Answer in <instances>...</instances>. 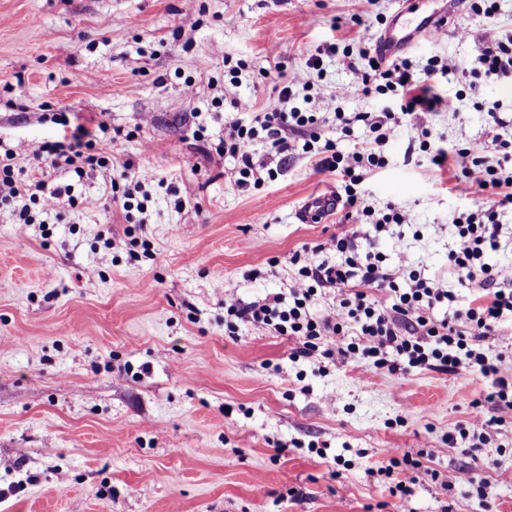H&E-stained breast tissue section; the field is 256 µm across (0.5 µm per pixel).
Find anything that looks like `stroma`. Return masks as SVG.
I'll list each match as a JSON object with an SVG mask.
<instances>
[{"label": "stroma", "instance_id": "1", "mask_svg": "<svg viewBox=\"0 0 512 512\" xmlns=\"http://www.w3.org/2000/svg\"><path fill=\"white\" fill-rule=\"evenodd\" d=\"M443 0H0V146L34 149L58 139L65 113L116 131L111 150L154 180L144 221L127 222L100 174L75 183L73 204L21 224L0 207V512H391L390 478L369 476L389 455L411 454L423 479L410 512H512V423L487 428L470 449L458 428L490 419L492 381L457 371H391L327 359H290L295 343L271 327L224 323V298L242 305L288 297L295 253L338 233L344 211L303 224L301 202L341 177L318 174L303 150L287 158L265 141L253 161L276 175L238 189V160L215 146L246 122L283 73L290 106L308 111L306 84L324 96L322 139L344 153L372 147L359 112L398 111L395 97L355 90L367 59L347 69L338 46L373 47L381 23L407 20ZM482 21L463 7L443 39L404 53L414 69L455 63L434 91L453 110L427 114L430 150L397 129L384 167L362 188L376 212L404 223L359 226V252L406 280L400 257L447 285L458 305L481 289L448 270L457 217L486 200L456 195L434 150L478 148L512 169V78L478 74L479 50L463 32L483 24L488 42L512 32V0ZM199 27L178 32L182 13ZM321 68H308L312 55ZM481 86L472 95L471 82ZM346 88L337 98V88ZM249 103L251 112L233 109ZM351 120L341 128L336 112ZM191 203L174 206L170 186ZM150 257L129 260L132 238ZM489 484L480 500L465 479Z\"/></svg>", "mask_w": 512, "mask_h": 512}]
</instances>
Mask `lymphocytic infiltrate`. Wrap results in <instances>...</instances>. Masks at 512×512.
I'll return each instance as SVG.
<instances>
[{
  "label": "lymphocytic infiltrate",
  "mask_w": 512,
  "mask_h": 512,
  "mask_svg": "<svg viewBox=\"0 0 512 512\" xmlns=\"http://www.w3.org/2000/svg\"><path fill=\"white\" fill-rule=\"evenodd\" d=\"M466 35L480 49L477 61L485 75L512 76L511 33L491 44L487 43L482 26L468 28ZM375 62V67L362 75L359 92L366 96L391 92L399 99V109L375 116L360 112L357 120L369 124L376 132L377 144L386 143L395 129L403 125L421 147H429L431 131L424 116L442 107L434 84L438 77L452 72V65L434 57L423 71L417 72L404 59L387 61L379 56ZM292 95L288 83L276 85L273 96L257 113L253 124L237 122L227 129L220 147L240 161L233 175L237 188L247 190L261 181L252 158L258 136L266 137L271 152L285 156L295 150L297 133L316 123L315 113L289 108ZM111 141L112 127L106 121H98L91 128L76 125L57 140L32 150L34 164L27 173L16 168L17 149H5L0 153V203L10 206L23 224L35 223L36 212L54 210L61 199L71 195L72 186L70 182L56 184L46 180L44 169L49 166L71 179L82 178L89 170L101 173L110 185L112 199L121 202L124 211H144V204L135 203V193L153 176L132 160L122 161L106 152ZM304 147L317 158L316 172L341 176L346 183L345 193L355 211V225L341 229L325 244L326 249L344 254L345 259L331 264L317 259L315 254H305L299 278L290 289L292 306L282 307L277 296L247 307L228 297L224 300L225 314L240 321L272 326L280 335L295 340L296 346L290 352L294 358L319 347L325 357L339 355L376 369H396L400 358L412 367L427 365L444 370L468 362L482 375L496 378L494 390L487 395L488 401L499 409L495 423L501 425L512 419V383L499 378L498 365L490 363L482 350L485 343L498 337L501 321L512 318V289L496 287L497 274L486 261L489 253L500 245L499 210L512 204V173L492 164L474 148L452 154L442 149L435 152L436 157L454 166L457 194L468 195L476 186L489 193L487 205L458 221V246L449 253L448 262L459 283L472 281L480 273L492 286L491 291L439 320L432 311L439 303L454 301L451 290L414 273L409 276L408 287L399 288L393 275L384 272L379 254H361L355 248L357 225L371 223L380 233L388 225L404 221L395 209L376 214L360 189L363 171L383 167L384 156L372 150L345 155L329 140L319 146L308 141ZM383 289L395 292L392 305H384L378 298V291ZM321 290L328 291L336 301L332 311L323 315L312 310ZM380 472L397 475L398 480L390 489L394 509L407 512V503L421 474L420 461L408 455L393 456Z\"/></svg>",
  "instance_id": "lymphocytic-infiltrate-1"
}]
</instances>
